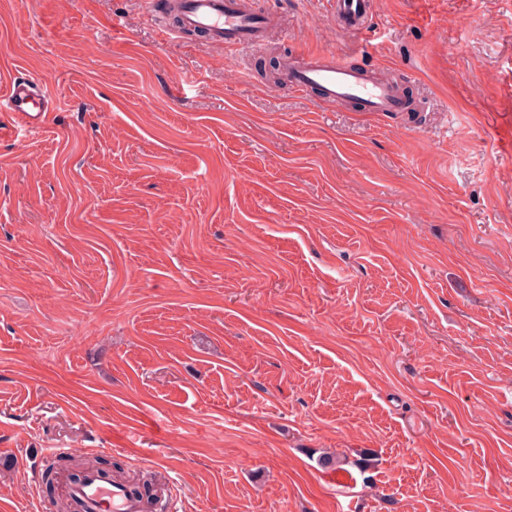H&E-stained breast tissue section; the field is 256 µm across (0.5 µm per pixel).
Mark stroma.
I'll return each instance as SVG.
<instances>
[{"label": "stroma", "instance_id": "stroma-1", "mask_svg": "<svg viewBox=\"0 0 512 512\" xmlns=\"http://www.w3.org/2000/svg\"><path fill=\"white\" fill-rule=\"evenodd\" d=\"M262 58L162 40L143 0H0V512H57L43 453L170 512H512V0H326ZM331 52L424 110L258 72ZM348 455L340 466L336 456ZM329 15L350 36L357 37L371 24L368 18L374 12L372 0H327ZM53 100L37 82L11 77L0 90V112L18 133L35 134L45 130L52 118Z\"/></svg>", "mask_w": 512, "mask_h": 512}]
</instances>
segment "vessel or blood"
I'll return each instance as SVG.
<instances>
[{
    "mask_svg": "<svg viewBox=\"0 0 512 512\" xmlns=\"http://www.w3.org/2000/svg\"><path fill=\"white\" fill-rule=\"evenodd\" d=\"M329 15L350 36L365 32L374 12L373 0H327ZM180 24L166 29L167 39L181 31L205 32L210 45L243 55L260 53L265 45L268 19L255 13L249 0H179ZM282 80L313 96L323 106L339 110L356 104L360 111L402 114L410 110L401 86L381 79L372 68L355 67L327 53L317 57H289L281 66ZM53 100L37 82L11 77L0 89V112L18 133L45 130L52 118ZM69 500L80 512H146L145 496L130 492L103 477L97 468L66 484Z\"/></svg>",
    "mask_w": 512,
    "mask_h": 512,
    "instance_id": "b4317fda",
    "label": "vessel or blood"
}]
</instances>
